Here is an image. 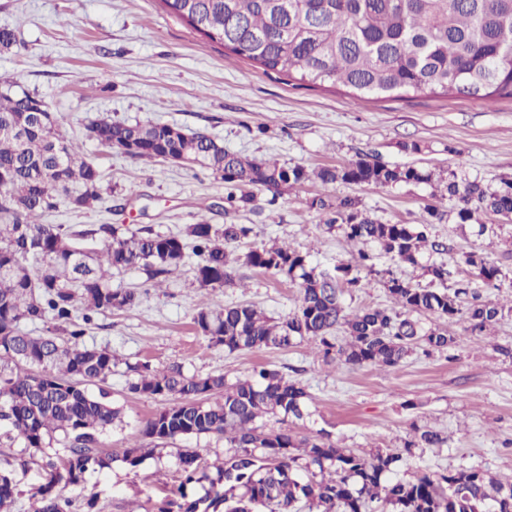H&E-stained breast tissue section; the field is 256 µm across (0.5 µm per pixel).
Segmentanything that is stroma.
<instances>
[{"instance_id": "stroma-1", "label": "stroma", "mask_w": 512, "mask_h": 512, "mask_svg": "<svg viewBox=\"0 0 512 512\" xmlns=\"http://www.w3.org/2000/svg\"><path fill=\"white\" fill-rule=\"evenodd\" d=\"M5 26L14 30L16 43L0 51V83L22 76L24 88L46 101L62 132L83 140L87 157L112 189L97 209L75 211L63 203L46 223L78 232L95 224H117L125 232L149 226L168 234L205 218L254 229L234 247L229 264L234 282L221 288L200 286L187 266L159 288L140 270L113 272V287L139 288L145 295L136 308L97 315L83 338L87 346L110 350L116 360L104 388L122 421L99 437L100 447L115 454L111 467L63 488L72 512H155L183 478L176 449L154 448L142 433L146 420L167 402L129 392L135 364L155 370L178 364L186 373L221 374L230 383L263 366L302 381L309 395L302 419L283 424L267 416L261 420L265 430L285 425L300 437L327 434L344 448H396L412 425H428L444 431L448 442L419 451L418 467L445 472L481 466L496 476L512 475V358L499 353L500 347L512 348V316L479 336L450 325L457 338L450 353L413 355L395 369L326 365L309 341L285 350L225 351L195 326L200 310L249 303L279 319L299 299L285 277L242 265L240 255L277 242L310 252L312 265L330 272L338 263L352 262L358 244L326 232L321 211L311 205L315 183L287 187L276 196L256 187L250 204L209 214L206 205L226 194L223 181L210 171L126 156L86 139L84 128L90 118L152 120L206 133L226 150L259 162L309 172L368 157L432 173L429 183L383 189L339 180L326 194L335 203L354 198L364 213L389 224L424 223L427 207L437 206L444 218L432 233L451 247L441 260L452 279L463 276V254L481 250L501 269V286L476 280L473 288L510 306L512 223L482 213L477 222L457 224L456 202L446 198L444 179L458 169L488 187L512 178L511 100L418 93L358 101L340 85L302 86L208 42L159 0H0V28ZM378 269L370 287L346 297L349 311L390 306L379 273L416 286L428 282L421 268L386 256ZM132 447L151 451L136 467L121 457ZM0 472L10 475L17 490L12 512H34L41 461H30L21 445H2Z\"/></svg>"}]
</instances>
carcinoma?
<instances>
[{
    "mask_svg": "<svg viewBox=\"0 0 512 512\" xmlns=\"http://www.w3.org/2000/svg\"><path fill=\"white\" fill-rule=\"evenodd\" d=\"M163 8L209 42L310 87L338 83L354 99L401 98L411 92L512 100V0H159ZM37 95L18 80L0 88V438L41 452L55 440L66 448L63 464L48 460L45 483L33 493L35 512H69V501L53 494L64 483L83 481L90 471L111 466L112 452L97 448L98 434L112 427L120 410L89 386L112 374V353L80 345L93 316L138 306L136 288L112 287V270L137 268L160 285L180 267L191 266L202 287L233 282L228 247L250 236L245 224L217 226L203 220L184 232L142 227L125 234L114 224L72 231L43 218L67 202L89 210L103 201L99 169L87 161L83 143L60 131L58 118L41 119L31 103ZM86 136L136 159L171 160L200 167L224 181L225 200L242 186L276 196L309 179L300 167L257 163L224 150L207 134L184 133L168 124L91 119ZM321 185L338 180L387 188L425 183L414 167L390 168L360 159L316 173ZM448 196L458 201L456 218L467 224L480 212L512 220V178L495 188L448 172ZM312 205L329 211L328 231L368 249L357 265L318 272L308 254L290 246L252 249L243 263L297 284L299 303L274 320L249 304L200 311L194 322L212 343L232 353L286 349L303 340L315 344L326 363L353 367L400 366L419 352L429 357L456 346V337L413 314L462 322L479 335L512 314L471 291L469 279L448 287L443 262L421 263L448 245L429 237L432 223L384 224L344 199L334 206L322 195ZM90 236L102 243L94 255L69 243ZM382 254L418 266L430 277L421 288L393 275L382 286L389 308L348 313L347 290L362 287L361 272L374 271ZM467 273L499 287L500 268L484 252L463 256ZM44 325L32 335L23 324ZM134 394L172 404L146 421L143 434L161 442L217 435L229 453L211 474L199 469L197 453L178 450L184 480L179 498L157 512H512V476L501 479L480 467L446 473L416 469L406 479L401 466L416 449L441 448L448 437L412 425L396 450L343 448L324 436L299 438L286 428L264 431L266 416L301 419L308 394L296 379L263 366L232 384L222 375H187L179 365L152 371L134 366ZM203 495L188 499L187 486ZM15 486L0 473V512Z\"/></svg>",
    "mask_w": 512,
    "mask_h": 512,
    "instance_id": "carcinoma-1",
    "label": "carcinoma"
}]
</instances>
